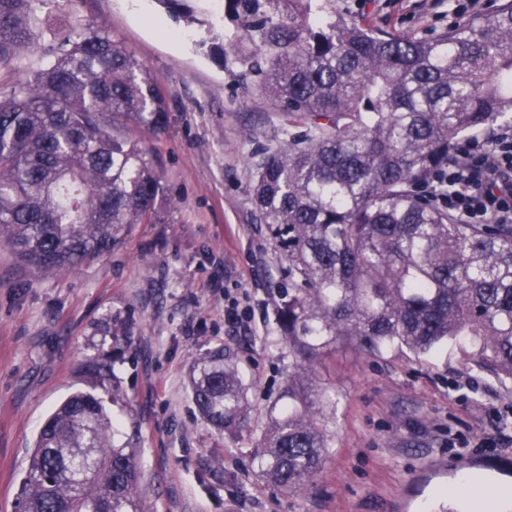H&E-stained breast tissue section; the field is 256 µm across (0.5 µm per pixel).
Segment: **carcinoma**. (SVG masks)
Instances as JSON below:
<instances>
[{
	"mask_svg": "<svg viewBox=\"0 0 512 512\" xmlns=\"http://www.w3.org/2000/svg\"><path fill=\"white\" fill-rule=\"evenodd\" d=\"M221 41L201 42L288 117L255 161L251 199L288 288L276 313L292 372L252 457L287 494L329 448L336 398L317 365L343 342L416 359L464 339L476 366L512 379V224H462L423 194L457 143L512 124V0L430 38L344 18L332 0H221ZM61 0H0V243L47 270L112 251L151 222L162 189L141 133L167 126L158 80ZM87 371L112 383V364ZM203 419L234 436L247 387L217 347L190 373ZM133 438L75 393L44 421L26 512H146Z\"/></svg>",
	"mask_w": 512,
	"mask_h": 512,
	"instance_id": "obj_1",
	"label": "carcinoma"
}]
</instances>
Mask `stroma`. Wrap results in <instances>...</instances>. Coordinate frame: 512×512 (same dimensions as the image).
Wrapping results in <instances>:
<instances>
[{
	"label": "stroma",
	"mask_w": 512,
	"mask_h": 512,
	"mask_svg": "<svg viewBox=\"0 0 512 512\" xmlns=\"http://www.w3.org/2000/svg\"><path fill=\"white\" fill-rule=\"evenodd\" d=\"M455 0H336L373 26L430 37L463 24ZM196 22L159 0H68L162 84L169 122L153 147L162 182L152 223L72 271L27 264L0 246V512H17L28 457L50 413L81 391L109 399L85 371L112 361L135 426L147 512H427L443 492L484 474L512 490V380L466 358L459 340L423 361L363 354L348 343L325 356L320 382L337 395L332 446L303 492L263 479L251 452L288 377L275 316L288 275L260 227L252 161L282 137L283 117L230 75L202 40L222 34L220 0H195ZM251 310L236 332L227 303ZM224 346L248 387L249 427L221 435L199 414L189 371Z\"/></svg>",
	"instance_id": "obj_1"
}]
</instances>
